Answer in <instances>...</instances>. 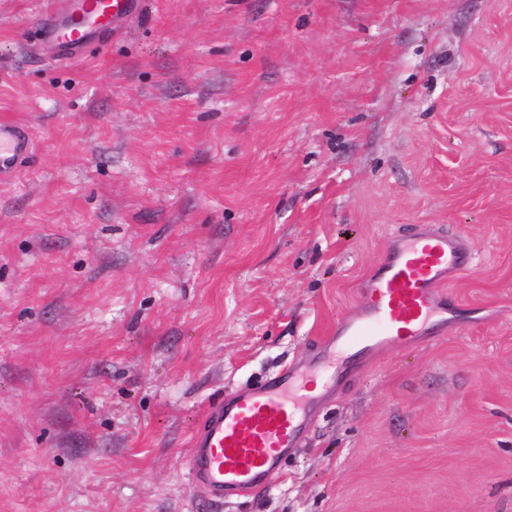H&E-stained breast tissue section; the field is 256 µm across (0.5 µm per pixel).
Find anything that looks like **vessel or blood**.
Here are the masks:
<instances>
[{"label":"vessel or blood","instance_id":"1","mask_svg":"<svg viewBox=\"0 0 512 512\" xmlns=\"http://www.w3.org/2000/svg\"><path fill=\"white\" fill-rule=\"evenodd\" d=\"M141 7L142 0H69L65 11H46L39 36L76 59L92 33L115 30ZM33 151L25 125L0 122V177L16 176ZM473 254L465 236L444 230L398 236L369 275L368 304L340 320L331 335L315 339L304 364L207 407L188 454L194 489L221 502L268 488L289 450L309 431L314 386L333 388L352 362L380 348L409 346L433 323L455 314L456 300L445 285L449 273L471 264Z\"/></svg>","mask_w":512,"mask_h":512}]
</instances>
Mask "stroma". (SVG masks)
Here are the masks:
<instances>
[{"label":"stroma","mask_w":512,"mask_h":512,"mask_svg":"<svg viewBox=\"0 0 512 512\" xmlns=\"http://www.w3.org/2000/svg\"><path fill=\"white\" fill-rule=\"evenodd\" d=\"M0 0V512H512V0H144L81 58ZM465 235L437 338L319 393L277 483L193 429L307 360L395 235ZM33 151V141L25 125L0 122V177L16 176Z\"/></svg>","instance_id":"35a3bbf8"}]
</instances>
